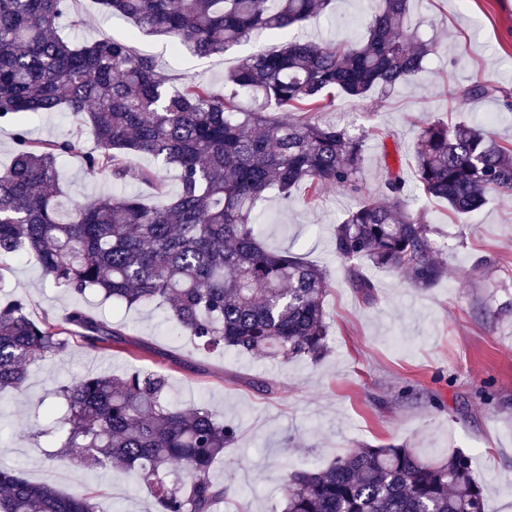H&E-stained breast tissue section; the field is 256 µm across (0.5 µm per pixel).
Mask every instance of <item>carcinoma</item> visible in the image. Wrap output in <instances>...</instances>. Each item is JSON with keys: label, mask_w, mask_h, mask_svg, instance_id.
Masks as SVG:
<instances>
[{"label": "carcinoma", "mask_w": 512, "mask_h": 512, "mask_svg": "<svg viewBox=\"0 0 512 512\" xmlns=\"http://www.w3.org/2000/svg\"><path fill=\"white\" fill-rule=\"evenodd\" d=\"M72 0H0V126H13L14 154L0 168V272L32 256L54 284L82 297L95 290L127 308L153 303L205 348L317 361L328 348L326 270L269 249L255 225L271 189L289 199L302 184L360 191L369 132L324 126L309 116L336 96L362 99L414 77L437 44L408 25L410 0H374L367 36L352 43L291 40L246 56L224 75V92L187 81L170 90L155 60L125 38L82 45L55 34L74 21ZM140 33L171 37L200 57L256 34L281 38L331 0H95ZM31 112H67L89 127L86 174L134 177L156 198L99 195L59 201L58 164L70 140L33 138ZM286 112L299 116L288 119ZM151 156L178 170L169 197L158 170L131 167ZM426 196L458 219L489 194L512 196V145L480 128L436 119L414 149ZM336 256L367 300L373 284L356 263L398 270L429 287L445 261L428 225L410 212L405 181L386 178L384 200L365 199L336 227ZM78 333L93 351L126 343L79 304L57 322L35 320L25 299L0 300V392L21 390L30 367ZM52 424L27 436L50 439L51 459L80 471L124 469L146 484L156 512H214L227 490L211 470L235 430L204 404L175 406L168 376L136 369L76 377L55 391ZM484 484L470 455L434 457L413 448H352L316 470L288 472L273 512H485ZM0 512H99L86 494H64L0 467Z\"/></svg>", "instance_id": "obj_1"}]
</instances>
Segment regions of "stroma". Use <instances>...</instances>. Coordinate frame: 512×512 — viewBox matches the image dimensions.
Here are the masks:
<instances>
[{
    "label": "stroma",
    "instance_id": "1",
    "mask_svg": "<svg viewBox=\"0 0 512 512\" xmlns=\"http://www.w3.org/2000/svg\"><path fill=\"white\" fill-rule=\"evenodd\" d=\"M371 0H332L327 12L293 29V36L326 42L359 41ZM76 25L60 35L80 44L108 34L124 37L131 26L77 0ZM410 26L433 37L438 50L408 83L362 101L337 97L314 113L325 126L375 130L363 167V194L333 188L318 197L296 190L290 199L269 191L257 209L266 246L289 250L326 268L332 284L324 299L329 344L316 362L282 363L264 354L204 349L164 319L161 307L125 308L95 293L82 304L99 319L121 324L126 350L97 352L69 336L66 349L31 370L24 392L0 400V459L33 482L48 471L66 469L58 482L65 493L95 495L101 512H155L153 499L133 474L77 472L67 460H51L36 444L18 439L45 426L41 399L87 372L120 375L147 368L168 375L170 397L180 407L203 403L236 430L224 459L214 465L215 481L227 497L218 512H273L281 499L285 469H310L352 448L400 445L424 456L461 450L485 476L486 512H512V198L489 196L466 220L445 202L415 186L412 155L421 128L445 118L480 128L499 143L512 142V0H412ZM279 42L250 40L220 55L198 57L167 37L138 35L137 48L156 57L165 73L192 77L214 91L238 62ZM493 86L478 98H449V85L474 81ZM22 126L42 139H69L76 153L59 169L64 198L100 193L133 194L134 180L85 177L81 154L94 146L86 126L69 113L29 114ZM406 181L414 210L420 211L447 261L445 277L429 288L402 273L360 263L373 284L363 301L345 278L333 248L343 214L361 197L378 196L388 173ZM0 293L27 300L33 318L59 320L73 297L44 277L28 257L9 260L0 273Z\"/></svg>",
    "mask_w": 512,
    "mask_h": 512
}]
</instances>
